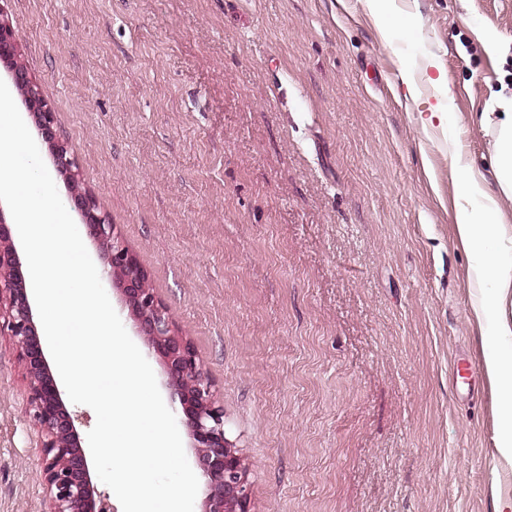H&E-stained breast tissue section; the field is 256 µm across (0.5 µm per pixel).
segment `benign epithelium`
<instances>
[{
  "label": "benign epithelium",
  "instance_id": "obj_1",
  "mask_svg": "<svg viewBox=\"0 0 512 512\" xmlns=\"http://www.w3.org/2000/svg\"><path fill=\"white\" fill-rule=\"evenodd\" d=\"M4 2L0 0V59L13 62L11 84L34 117L37 136L47 144L57 172L70 183V201L80 212L86 234L102 245L105 261L119 275L118 286L140 336L163 363L179 403V422L192 440L198 466L207 480L201 512H248V465L241 449L227 435L224 409L213 384L191 341L178 333L169 309L147 288V275L117 225L82 189L74 151L54 138L55 112L43 98L36 79L18 61V44ZM0 334L9 337L18 350L30 410L43 436V512H103L96 500L88 457L38 334L12 225L1 213Z\"/></svg>",
  "mask_w": 512,
  "mask_h": 512
}]
</instances>
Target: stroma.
I'll return each mask as SVG.
<instances>
[{
    "instance_id": "obj_1",
    "label": "stroma",
    "mask_w": 512,
    "mask_h": 512,
    "mask_svg": "<svg viewBox=\"0 0 512 512\" xmlns=\"http://www.w3.org/2000/svg\"><path fill=\"white\" fill-rule=\"evenodd\" d=\"M459 152L512 0H396ZM92 194L188 336L249 462V512H495L512 499L456 230L448 134L364 0H7ZM42 434L0 335V512H42ZM432 68H435V64L433 61H429L424 68V76L428 84L436 90L437 94L434 96L435 102L430 103L427 107L426 112L428 115L421 117V122L424 126L432 125L435 119L439 121L441 125L448 123V111L451 109V99L442 87L440 75L434 77L429 73V69Z\"/></svg>"
}]
</instances>
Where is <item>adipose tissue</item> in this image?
<instances>
[{
	"mask_svg": "<svg viewBox=\"0 0 512 512\" xmlns=\"http://www.w3.org/2000/svg\"><path fill=\"white\" fill-rule=\"evenodd\" d=\"M480 122L493 132L495 180L490 183L477 178L469 163L452 154L461 198L455 222L481 290L474 313L484 326L483 370L499 400L501 425L496 448L512 461V319L506 310L507 298L512 295V252L503 245L504 239L512 236V226L504 224L501 211L502 200H512V90L501 89L492 111L482 113Z\"/></svg>",
	"mask_w": 512,
	"mask_h": 512,
	"instance_id": "adipose-tissue-1",
	"label": "adipose tissue"
}]
</instances>
